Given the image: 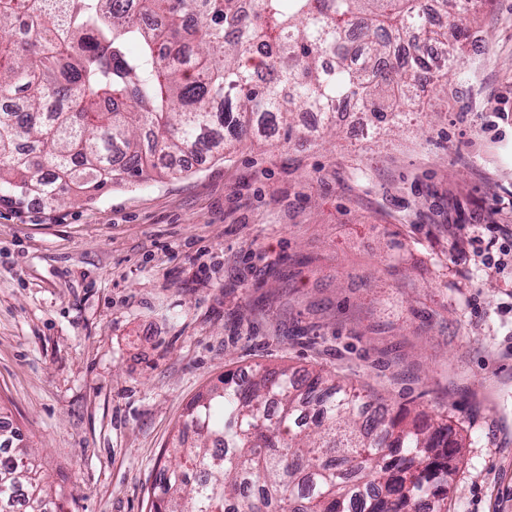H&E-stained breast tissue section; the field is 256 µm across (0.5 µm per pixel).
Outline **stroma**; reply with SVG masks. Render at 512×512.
<instances>
[{"mask_svg":"<svg viewBox=\"0 0 512 512\" xmlns=\"http://www.w3.org/2000/svg\"><path fill=\"white\" fill-rule=\"evenodd\" d=\"M401 125L243 142L177 176L0 204V419L65 512H148L196 396L256 367L323 371L448 413V512H512V280L454 227L512 225V0Z\"/></svg>","mask_w":512,"mask_h":512,"instance_id":"35a3bbf8","label":"stroma"}]
</instances>
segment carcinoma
I'll use <instances>...</instances> for the list:
<instances>
[{"mask_svg": "<svg viewBox=\"0 0 512 512\" xmlns=\"http://www.w3.org/2000/svg\"><path fill=\"white\" fill-rule=\"evenodd\" d=\"M0 0V203L60 204L244 139L319 138L336 109L396 126L415 88L447 86L475 0ZM149 512H448L462 440L327 374L257 370L197 397ZM19 434L0 426V512H53Z\"/></svg>", "mask_w": 512, "mask_h": 512, "instance_id": "1", "label": "carcinoma"}]
</instances>
